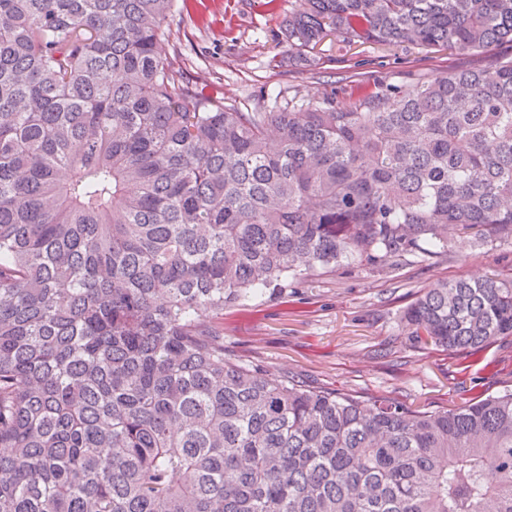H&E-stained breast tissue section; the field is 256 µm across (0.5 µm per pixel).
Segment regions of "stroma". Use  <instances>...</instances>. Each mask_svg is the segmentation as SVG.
<instances>
[{"mask_svg": "<svg viewBox=\"0 0 512 512\" xmlns=\"http://www.w3.org/2000/svg\"><path fill=\"white\" fill-rule=\"evenodd\" d=\"M297 0H191L174 5L168 52L183 79L205 82L224 103L253 108L278 91H335L346 102L375 84L408 85L444 70L483 68L512 57L496 46L456 54L404 45L345 46L326 40L315 75L288 58L283 26ZM512 278V238L455 240L447 255L406 256L396 270L352 265L225 308L224 353L300 385L396 398L447 409L512 388V337L476 355L414 343L400 314L440 281Z\"/></svg>", "mask_w": 512, "mask_h": 512, "instance_id": "stroma-1", "label": "stroma"}]
</instances>
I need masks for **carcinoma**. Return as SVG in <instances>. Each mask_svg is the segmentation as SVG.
Returning a JSON list of instances; mask_svg holds the SVG:
<instances>
[{
  "label": "carcinoma",
  "mask_w": 512,
  "mask_h": 512,
  "mask_svg": "<svg viewBox=\"0 0 512 512\" xmlns=\"http://www.w3.org/2000/svg\"><path fill=\"white\" fill-rule=\"evenodd\" d=\"M174 0H0V512H512V390L446 410L224 356V308L512 236V59L290 90L185 86ZM512 46V0H298L288 55ZM409 335L512 336V279L438 282Z\"/></svg>",
  "instance_id": "cac0c4a2"
}]
</instances>
